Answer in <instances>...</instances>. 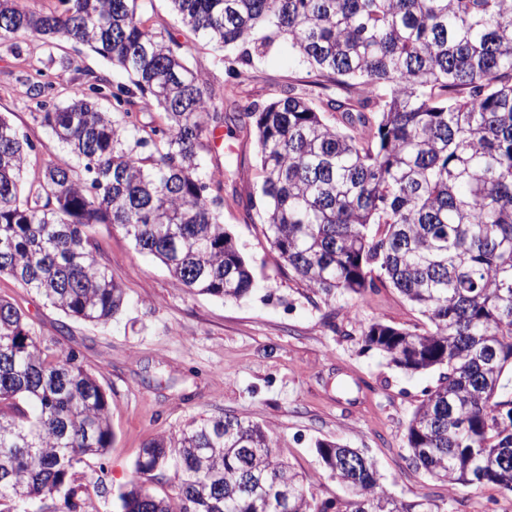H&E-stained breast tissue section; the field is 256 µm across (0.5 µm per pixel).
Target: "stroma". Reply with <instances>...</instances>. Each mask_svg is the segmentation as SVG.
Returning <instances> with one entry per match:
<instances>
[{"label":"stroma","mask_w":512,"mask_h":512,"mask_svg":"<svg viewBox=\"0 0 512 512\" xmlns=\"http://www.w3.org/2000/svg\"><path fill=\"white\" fill-rule=\"evenodd\" d=\"M146 26L167 31L188 52L212 100L226 102L230 82L222 52L183 26L170 0H144ZM19 54L0 50V114L28 136L44 159L67 160L35 120L25 78L47 71L58 99H66L81 72L112 67L85 47L61 42L56 56L69 67L48 65L35 36L18 37ZM245 94L261 103L302 87L307 69L280 39L248 65ZM220 177L224 226L251 267L257 286L238 299L203 295L172 278L156 259L139 253L118 227L96 225V258L123 288L127 304L108 326L66 316L35 290L0 275V298L15 303L35 334L57 351L74 352L94 373L109 399L113 440L107 453L81 466L80 474L105 470L112 488L127 485L150 439L171 437L191 420L231 414L266 425L280 453L306 476L318 499L347 497L314 452L318 440L364 451L376 464L384 489L404 500L445 501L450 512H512V496L492 485L430 480L409 464L406 427L413 411L438 382L437 371L407 375L374 352L361 349L360 333L379 321L396 327L421 323L420 314L390 288L349 294L336 303V325L325 307L284 266L250 197L257 191L259 148L253 135H225L205 153Z\"/></svg>","instance_id":"obj_1"}]
</instances>
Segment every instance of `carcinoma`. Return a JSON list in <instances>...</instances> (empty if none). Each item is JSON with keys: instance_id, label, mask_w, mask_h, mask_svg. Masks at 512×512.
<instances>
[{"instance_id": "cac0c4a2", "label": "carcinoma", "mask_w": 512, "mask_h": 512, "mask_svg": "<svg viewBox=\"0 0 512 512\" xmlns=\"http://www.w3.org/2000/svg\"><path fill=\"white\" fill-rule=\"evenodd\" d=\"M142 0H58L35 13L0 0V47L56 39L127 73L84 81L64 102L36 70L35 118L83 168L49 159L26 179L35 145L0 115V275L64 314L106 325L124 291L96 258L90 229L122 228L188 288L238 299L253 273L210 194L203 140L224 126L182 46L145 26ZM181 23L249 64L286 38L313 89L259 107L238 105L241 133L259 144L261 223L288 270L327 308L336 298L392 288L424 318L373 322L365 351L404 372L440 370L407 426L409 460L449 486L492 484L512 495V0H171ZM332 82L345 92L323 99ZM112 100V111L99 100ZM158 110L159 121L142 115ZM112 443L106 392L72 353L36 338L0 298V512L36 503L83 512L103 476L84 483V458ZM348 448L316 452L350 491L319 500L282 460L268 428L234 415L193 420L142 448L116 512H447L380 485L373 462L338 468ZM172 475L175 494L147 481Z\"/></svg>"}]
</instances>
